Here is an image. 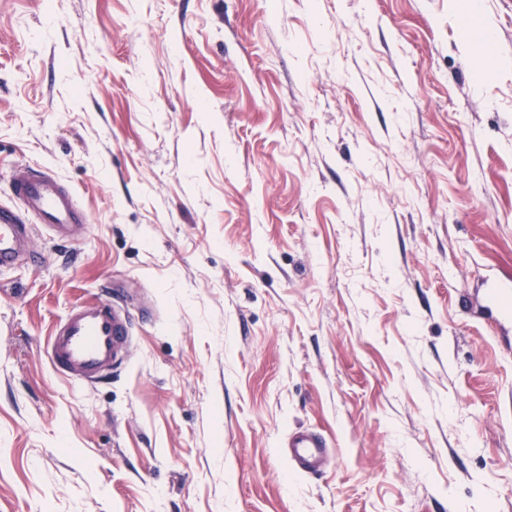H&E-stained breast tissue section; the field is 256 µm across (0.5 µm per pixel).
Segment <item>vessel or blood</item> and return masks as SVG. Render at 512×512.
Listing matches in <instances>:
<instances>
[{"label":"vessel or blood","mask_w":512,"mask_h":512,"mask_svg":"<svg viewBox=\"0 0 512 512\" xmlns=\"http://www.w3.org/2000/svg\"><path fill=\"white\" fill-rule=\"evenodd\" d=\"M11 189L21 208L14 211L0 206V270L14 267L31 253L28 217H36L62 238L86 221L75 193L49 173L17 168ZM488 299L503 319L512 318V283H491ZM129 334L127 318L112 305H81L54 327L47 344L49 358L58 374L92 385L111 372ZM329 451V441L319 434L298 431L288 437V457L301 473L318 471Z\"/></svg>","instance_id":"vessel-or-blood-1"}]
</instances>
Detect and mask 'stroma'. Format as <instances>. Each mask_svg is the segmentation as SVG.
I'll return each mask as SVG.
<instances>
[{
    "mask_svg": "<svg viewBox=\"0 0 512 512\" xmlns=\"http://www.w3.org/2000/svg\"><path fill=\"white\" fill-rule=\"evenodd\" d=\"M18 166L87 222L0 270V512H512V0H0ZM488 299L500 316L505 320L511 319V281L492 282L488 286ZM129 334L130 323L112 304L81 305L54 327L49 358L58 374L93 385L112 371ZM287 448L294 469L304 474L318 471L325 456L333 449L325 437L306 431L290 434Z\"/></svg>",
    "mask_w": 512,
    "mask_h": 512,
    "instance_id": "obj_1",
    "label": "stroma"
}]
</instances>
